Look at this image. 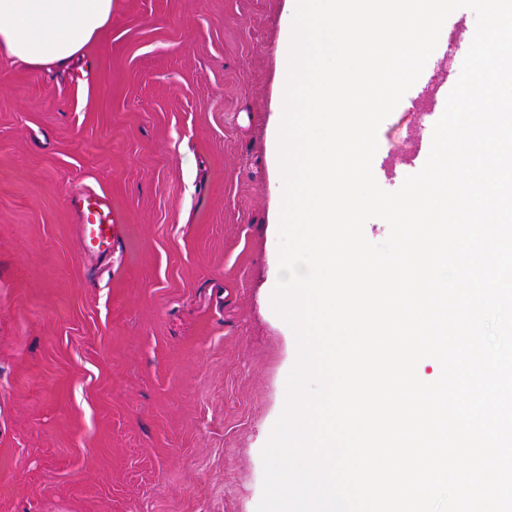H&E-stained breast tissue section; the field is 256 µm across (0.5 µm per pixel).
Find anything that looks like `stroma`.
<instances>
[{"mask_svg":"<svg viewBox=\"0 0 512 512\" xmlns=\"http://www.w3.org/2000/svg\"><path fill=\"white\" fill-rule=\"evenodd\" d=\"M294 0H112L66 67L0 60V512H256L295 364L274 312ZM473 11L378 130L415 174ZM122 215L82 255L72 194Z\"/></svg>","mask_w":512,"mask_h":512,"instance_id":"1","label":"stroma"}]
</instances>
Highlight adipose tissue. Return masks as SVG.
Wrapping results in <instances>:
<instances>
[{
	"instance_id": "adipose-tissue-1",
	"label": "adipose tissue",
	"mask_w": 512,
	"mask_h": 512,
	"mask_svg": "<svg viewBox=\"0 0 512 512\" xmlns=\"http://www.w3.org/2000/svg\"><path fill=\"white\" fill-rule=\"evenodd\" d=\"M112 0H0V58L64 65L108 22Z\"/></svg>"
}]
</instances>
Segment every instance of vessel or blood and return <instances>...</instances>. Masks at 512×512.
Listing matches in <instances>:
<instances>
[{"label":"vessel or blood","mask_w":512,"mask_h":512,"mask_svg":"<svg viewBox=\"0 0 512 512\" xmlns=\"http://www.w3.org/2000/svg\"><path fill=\"white\" fill-rule=\"evenodd\" d=\"M69 205L79 218L77 236L82 252L98 257L111 253L122 220L111 200L87 190L72 196Z\"/></svg>","instance_id":"1"}]
</instances>
